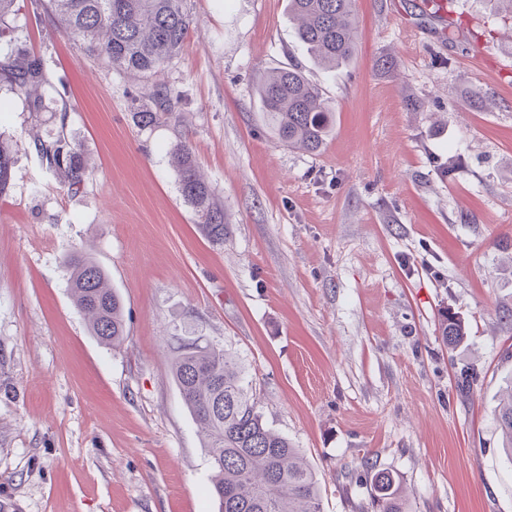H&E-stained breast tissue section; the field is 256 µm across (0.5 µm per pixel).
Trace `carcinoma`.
Segmentation results:
<instances>
[{
  "instance_id": "carcinoma-1",
  "label": "carcinoma",
  "mask_w": 512,
  "mask_h": 512,
  "mask_svg": "<svg viewBox=\"0 0 512 512\" xmlns=\"http://www.w3.org/2000/svg\"><path fill=\"white\" fill-rule=\"evenodd\" d=\"M186 2L48 0L47 10L65 35L109 66L130 76L155 78L181 52L192 30ZM354 4L355 0H288L297 21L296 39L317 64L336 68L355 54L359 32ZM0 77L29 111L47 108L42 88L51 83L43 58L20 52L0 56ZM258 94L279 142L311 153L324 146L331 106L301 67L271 71ZM154 99L155 111L136 113L143 127L171 108L170 94L160 84L155 85ZM33 148L62 188L76 192L85 186L90 175L87 163L64 133L36 137ZM173 164L182 195L200 217L202 233L215 244L224 243V209L215 202L187 144L175 149ZM11 168L10 151L0 143V193L9 185ZM65 264L74 305L92 335L106 345H121L126 335L124 302L107 271L89 254H71ZM439 335L444 345H457L467 336L465 324L445 310ZM173 378L206 438L220 512H321L318 481L307 457L264 422L233 352L200 337L185 341L174 352ZM496 421L502 455L512 464V380L499 399ZM372 483L377 512H404L403 490L394 475L377 471Z\"/></svg>"
}]
</instances>
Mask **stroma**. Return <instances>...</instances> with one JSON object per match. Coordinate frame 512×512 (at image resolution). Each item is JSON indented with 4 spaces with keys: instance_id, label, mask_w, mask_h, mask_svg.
<instances>
[{
    "instance_id": "obj_1",
    "label": "stroma",
    "mask_w": 512,
    "mask_h": 512,
    "mask_svg": "<svg viewBox=\"0 0 512 512\" xmlns=\"http://www.w3.org/2000/svg\"><path fill=\"white\" fill-rule=\"evenodd\" d=\"M194 28L157 82L88 55L17 0L0 54L43 56L62 100L0 81V504L6 512H218L172 375L179 338L244 366L267 424L300 448L322 512H374L360 464L407 512H512L494 410L512 377V20L485 0H357V51L318 68L288 0H187ZM465 31L464 44L449 30ZM301 62L332 132L278 143L257 86ZM165 122L142 127L155 83ZM65 132L92 172L63 190L32 147ZM189 144L224 208L208 241L169 154ZM123 298L111 348L76 310L65 258ZM468 334L444 346L439 312ZM477 382L459 393L461 372ZM154 99L156 104L155 112H140L136 115L137 123L142 127L155 124L161 117V114H165L171 108L170 94L162 84H155Z\"/></svg>"
}]
</instances>
